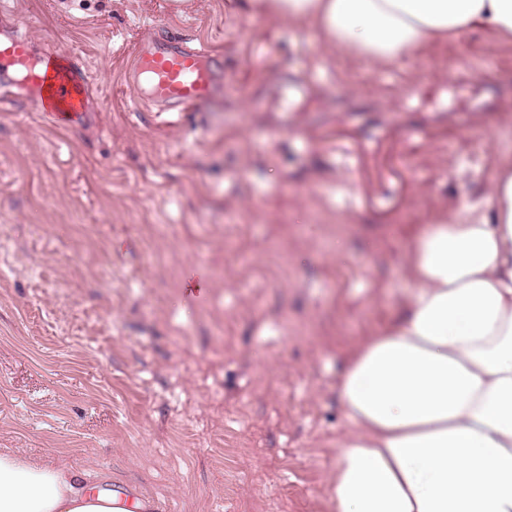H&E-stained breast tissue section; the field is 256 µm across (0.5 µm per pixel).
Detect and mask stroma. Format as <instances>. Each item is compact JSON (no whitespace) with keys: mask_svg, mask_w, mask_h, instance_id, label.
Instances as JSON below:
<instances>
[{"mask_svg":"<svg viewBox=\"0 0 512 512\" xmlns=\"http://www.w3.org/2000/svg\"><path fill=\"white\" fill-rule=\"evenodd\" d=\"M83 55L92 116L0 94V450L112 475L162 512H329L355 346L397 315L406 239L512 147V45L407 65L326 54L232 0H0ZM221 55L156 114L140 40Z\"/></svg>","mask_w":512,"mask_h":512,"instance_id":"35a3bbf8","label":"stroma"}]
</instances>
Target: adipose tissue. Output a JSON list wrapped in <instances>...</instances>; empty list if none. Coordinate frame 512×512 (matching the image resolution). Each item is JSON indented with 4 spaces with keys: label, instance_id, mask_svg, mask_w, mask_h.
I'll list each match as a JSON object with an SVG mask.
<instances>
[{
    "label": "adipose tissue",
    "instance_id": "adipose-tissue-1",
    "mask_svg": "<svg viewBox=\"0 0 512 512\" xmlns=\"http://www.w3.org/2000/svg\"><path fill=\"white\" fill-rule=\"evenodd\" d=\"M312 30L323 50L386 67L480 33L512 43V0H241ZM413 283L348 359L331 512H512V150L477 199L426 216ZM112 476L0 452V512H137Z\"/></svg>",
    "mask_w": 512,
    "mask_h": 512
}]
</instances>
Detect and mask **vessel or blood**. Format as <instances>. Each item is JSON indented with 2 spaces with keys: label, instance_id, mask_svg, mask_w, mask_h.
<instances>
[{
  "label": "vessel or blood",
  "instance_id": "1",
  "mask_svg": "<svg viewBox=\"0 0 512 512\" xmlns=\"http://www.w3.org/2000/svg\"><path fill=\"white\" fill-rule=\"evenodd\" d=\"M20 21L0 25V85L19 87L30 108L55 127L86 123L91 75L72 53L35 56ZM132 82L144 85L160 110L185 111L211 101L224 87V73L212 50L182 41L141 42L134 51Z\"/></svg>",
  "mask_w": 512,
  "mask_h": 512
}]
</instances>
